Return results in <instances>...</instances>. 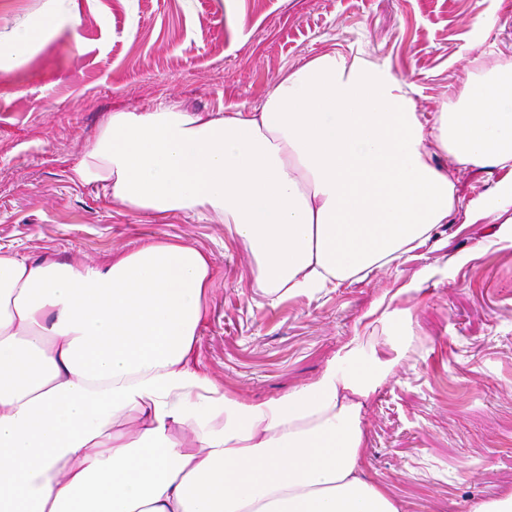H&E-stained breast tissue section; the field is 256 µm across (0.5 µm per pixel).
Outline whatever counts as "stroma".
<instances>
[{"instance_id": "stroma-1", "label": "stroma", "mask_w": 512, "mask_h": 512, "mask_svg": "<svg viewBox=\"0 0 512 512\" xmlns=\"http://www.w3.org/2000/svg\"><path fill=\"white\" fill-rule=\"evenodd\" d=\"M489 16L490 31L478 25ZM31 27L0 71L1 247L84 264L184 241L213 271L196 368L260 402L359 341L378 369L365 464L400 512H468L512 491V207L467 210L499 173L450 168L433 150L456 205L425 245L364 281L275 300L219 219L132 211L71 178L112 113L255 106L330 51L387 64L418 111H438L473 59L512 61V0H0V46Z\"/></svg>"}]
</instances>
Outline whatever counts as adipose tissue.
Here are the masks:
<instances>
[{
	"label": "adipose tissue",
	"instance_id": "1",
	"mask_svg": "<svg viewBox=\"0 0 512 512\" xmlns=\"http://www.w3.org/2000/svg\"><path fill=\"white\" fill-rule=\"evenodd\" d=\"M432 142L500 173L471 215L512 207L499 68L424 114L387 65L329 53L256 106L113 113L72 179L130 210L219 217L278 297L366 279L447 223L455 185ZM211 278L170 239L82 266L0 250V512H400L366 473L373 367L351 347L309 384L239 399L193 365Z\"/></svg>",
	"mask_w": 512,
	"mask_h": 512
}]
</instances>
